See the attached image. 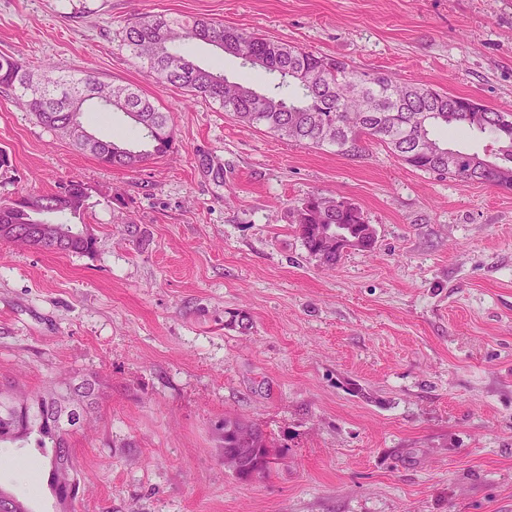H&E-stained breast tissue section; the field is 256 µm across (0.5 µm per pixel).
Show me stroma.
<instances>
[{
  "mask_svg": "<svg viewBox=\"0 0 512 512\" xmlns=\"http://www.w3.org/2000/svg\"><path fill=\"white\" fill-rule=\"evenodd\" d=\"M142 14L207 17L512 112V0H0V52L137 86L176 129L166 156L106 167L0 92V200L83 181L96 240L83 255L0 243V384L100 385L72 441V507L30 445L0 446V489L30 512H512V190L379 144L351 158L244 127L146 76L122 43ZM83 122L139 137L118 110ZM318 193L361 208L373 250L332 268L306 252L289 210ZM228 416L279 440L270 473L225 470Z\"/></svg>",
  "mask_w": 512,
  "mask_h": 512,
  "instance_id": "1",
  "label": "stroma"
}]
</instances>
